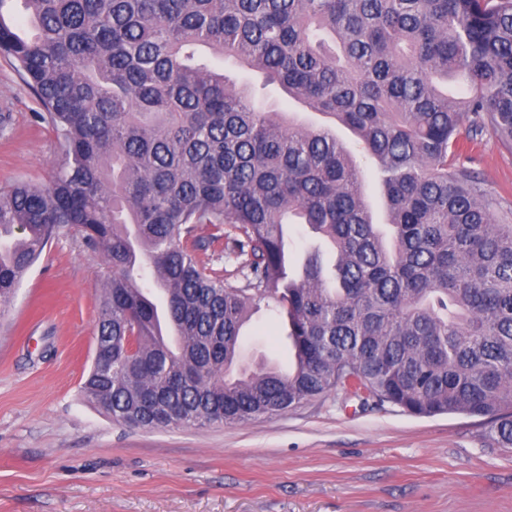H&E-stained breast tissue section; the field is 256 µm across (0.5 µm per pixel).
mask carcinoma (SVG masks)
Here are the masks:
<instances>
[{"label": "carcinoma", "instance_id": "1", "mask_svg": "<svg viewBox=\"0 0 512 512\" xmlns=\"http://www.w3.org/2000/svg\"><path fill=\"white\" fill-rule=\"evenodd\" d=\"M8 2L0 55L62 160L48 185L0 189V309L63 228L105 258L111 361L93 359L87 402L141 428L239 425L336 392L481 417L512 448V211L461 161L487 132L512 145V0H23L31 38ZM271 86L356 137L390 238L353 151ZM287 224L334 259L312 245L289 276ZM202 250L240 259L244 284ZM269 299L293 361L248 370L241 329ZM271 101L274 102L276 108L283 112L296 113L298 118L307 125H318L328 123L327 119L315 112H308L294 103L290 102L283 94L273 91Z\"/></svg>", "mask_w": 512, "mask_h": 512}]
</instances>
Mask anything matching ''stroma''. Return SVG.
<instances>
[{
	"instance_id": "35a3bbf8",
	"label": "stroma",
	"mask_w": 512,
	"mask_h": 512,
	"mask_svg": "<svg viewBox=\"0 0 512 512\" xmlns=\"http://www.w3.org/2000/svg\"><path fill=\"white\" fill-rule=\"evenodd\" d=\"M0 57V187L49 184L62 151ZM512 209V150L467 152ZM104 260L62 231L0 318V512H512V448L464 414L363 409L331 393L243 425L131 428L88 403ZM288 322L260 306L244 360L287 367Z\"/></svg>"
}]
</instances>
